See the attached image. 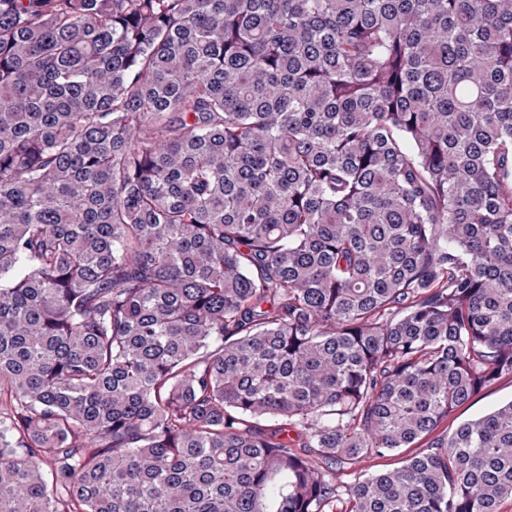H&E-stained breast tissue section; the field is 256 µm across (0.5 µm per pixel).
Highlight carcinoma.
Wrapping results in <instances>:
<instances>
[{"mask_svg": "<svg viewBox=\"0 0 512 512\" xmlns=\"http://www.w3.org/2000/svg\"><path fill=\"white\" fill-rule=\"evenodd\" d=\"M504 377L512 0H0V512H499ZM512 399V379L504 378L495 385L485 389L476 396L469 404L463 406L457 413L458 419L453 423L448 421L441 430L448 426V431L455 424L464 419L477 417L487 413L497 405ZM401 456H385L381 458L364 459L357 466L351 469H345L340 475V480L344 483H353L358 474L376 472L380 470L390 469L400 465Z\"/></svg>", "mask_w": 512, "mask_h": 512, "instance_id": "carcinoma-1", "label": "carcinoma"}]
</instances>
